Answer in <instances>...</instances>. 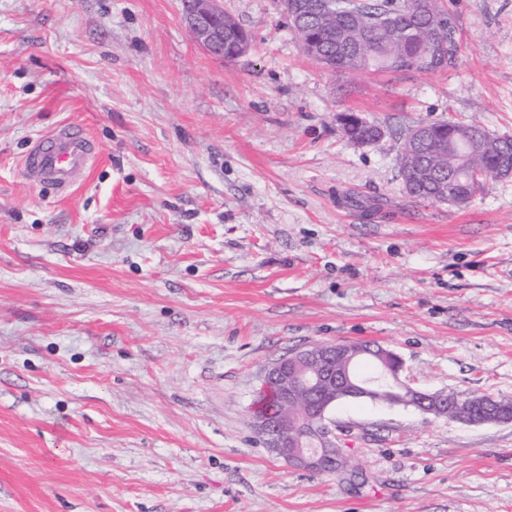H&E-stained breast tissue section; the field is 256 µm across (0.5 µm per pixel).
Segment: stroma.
Wrapping results in <instances>:
<instances>
[{
	"label": "stroma",
	"instance_id": "obj_1",
	"mask_svg": "<svg viewBox=\"0 0 512 512\" xmlns=\"http://www.w3.org/2000/svg\"><path fill=\"white\" fill-rule=\"evenodd\" d=\"M450 2L456 67L340 77L280 0H223L252 36L229 62L181 0H0V512H512V422L342 402L327 475L250 421L318 342L512 401V177L454 209L402 190L415 126L512 137V0ZM68 123L97 156L63 194L22 161Z\"/></svg>",
	"mask_w": 512,
	"mask_h": 512
}]
</instances>
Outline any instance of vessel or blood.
Returning a JSON list of instances; mask_svg holds the SVG:
<instances>
[{
  "label": "vessel or blood",
  "mask_w": 512,
  "mask_h": 512,
  "mask_svg": "<svg viewBox=\"0 0 512 512\" xmlns=\"http://www.w3.org/2000/svg\"><path fill=\"white\" fill-rule=\"evenodd\" d=\"M96 156L84 129L67 124L37 137L24 160L28 178L68 192L85 176Z\"/></svg>",
  "instance_id": "obj_1"
}]
</instances>
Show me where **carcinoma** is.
I'll return each instance as SVG.
<instances>
[{"mask_svg": "<svg viewBox=\"0 0 512 512\" xmlns=\"http://www.w3.org/2000/svg\"><path fill=\"white\" fill-rule=\"evenodd\" d=\"M290 24L297 31L303 53L326 69L344 75L362 73H434L456 65L462 41L455 16L444 0H425L429 11L441 19V32L426 30L419 0H356L350 11L340 7L324 14L297 15L299 0H283ZM433 135L448 144L434 156L421 151L416 162L446 179L455 172L460 181L451 184L458 193H480L485 184L498 178L499 168L512 164V138L497 136L475 123L436 121L429 123ZM376 125L360 117L349 125V136L366 139ZM407 195L435 201L428 183L411 182L412 175L401 165ZM277 394L270 386L257 392L251 411L273 412Z\"/></svg>", "mask_w": 512, "mask_h": 512, "instance_id": "1", "label": "carcinoma"}]
</instances>
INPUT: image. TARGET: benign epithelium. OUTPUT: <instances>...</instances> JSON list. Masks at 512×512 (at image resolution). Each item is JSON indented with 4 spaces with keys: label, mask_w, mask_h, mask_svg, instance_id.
Returning <instances> with one entry per match:
<instances>
[{
    "label": "benign epithelium",
    "mask_w": 512,
    "mask_h": 512,
    "mask_svg": "<svg viewBox=\"0 0 512 512\" xmlns=\"http://www.w3.org/2000/svg\"><path fill=\"white\" fill-rule=\"evenodd\" d=\"M183 16L196 43L212 56L224 58V10L219 0H189ZM429 138L427 126L414 128L403 147L406 159L415 158ZM363 357L378 361L381 369L378 378L365 380L353 374L352 361ZM403 367L401 356L380 344L314 343L294 349L264 368L262 382L275 383L279 405L271 417L251 415L252 427L269 452L288 466L333 471L344 450L331 428L330 411L346 400L374 399L376 384L384 379L406 392L408 405L435 417L447 416L445 394L420 391L404 383ZM465 406L466 424L512 422V414L501 408L491 410L481 400L469 399Z\"/></svg>",
    "instance_id": "1"
}]
</instances>
